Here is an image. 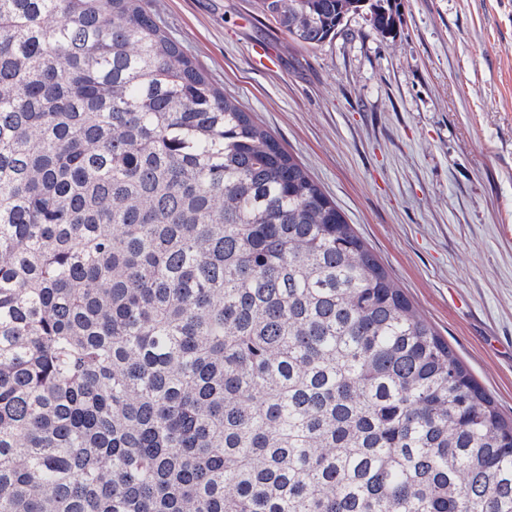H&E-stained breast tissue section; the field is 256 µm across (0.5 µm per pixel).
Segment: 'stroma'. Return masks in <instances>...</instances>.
Instances as JSON below:
<instances>
[{"mask_svg":"<svg viewBox=\"0 0 512 512\" xmlns=\"http://www.w3.org/2000/svg\"><path fill=\"white\" fill-rule=\"evenodd\" d=\"M315 48L256 0H151L512 417V0H396Z\"/></svg>","mask_w":512,"mask_h":512,"instance_id":"35a3bbf8","label":"stroma"}]
</instances>
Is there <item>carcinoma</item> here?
Masks as SVG:
<instances>
[{"label": "carcinoma", "mask_w": 512, "mask_h": 512, "mask_svg": "<svg viewBox=\"0 0 512 512\" xmlns=\"http://www.w3.org/2000/svg\"><path fill=\"white\" fill-rule=\"evenodd\" d=\"M0 512H512V420L150 0H0Z\"/></svg>", "instance_id": "obj_1"}]
</instances>
